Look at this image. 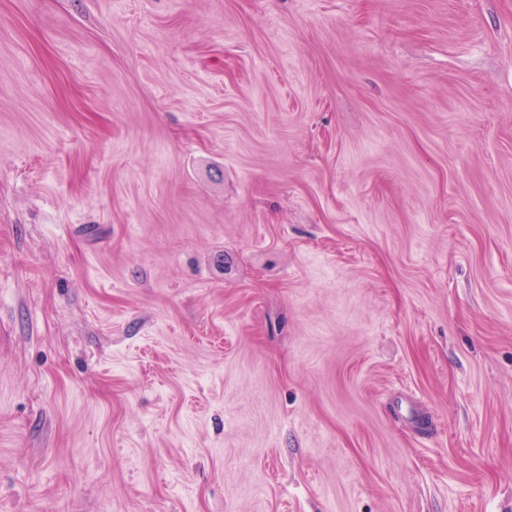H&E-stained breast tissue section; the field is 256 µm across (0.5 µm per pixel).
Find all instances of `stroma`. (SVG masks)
<instances>
[{"mask_svg":"<svg viewBox=\"0 0 512 512\" xmlns=\"http://www.w3.org/2000/svg\"><path fill=\"white\" fill-rule=\"evenodd\" d=\"M0 512H512V0H0Z\"/></svg>","mask_w":512,"mask_h":512,"instance_id":"stroma-1","label":"stroma"}]
</instances>
